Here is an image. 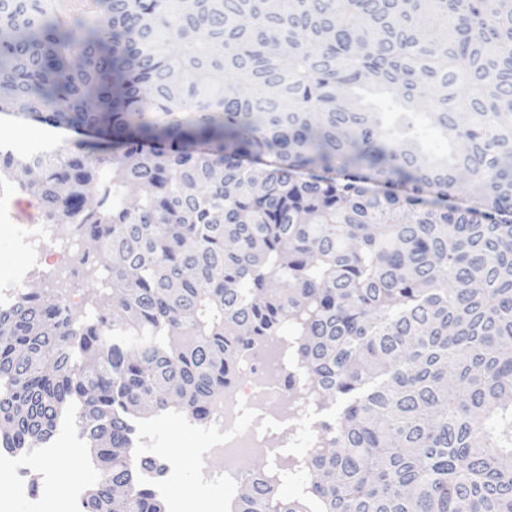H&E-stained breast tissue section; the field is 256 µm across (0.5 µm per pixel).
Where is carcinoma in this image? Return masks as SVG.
I'll list each match as a JSON object with an SVG mask.
<instances>
[{"label": "carcinoma", "mask_w": 512, "mask_h": 512, "mask_svg": "<svg viewBox=\"0 0 512 512\" xmlns=\"http://www.w3.org/2000/svg\"><path fill=\"white\" fill-rule=\"evenodd\" d=\"M0 112L77 135L0 175L112 286L0 308V440L77 407L83 512H165L132 418L208 420L285 325L332 427L242 512H512V0H0Z\"/></svg>", "instance_id": "carcinoma-1"}]
</instances>
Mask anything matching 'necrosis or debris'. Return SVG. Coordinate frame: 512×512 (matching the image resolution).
Instances as JSON below:
<instances>
[{
    "label": "necrosis or debris",
    "instance_id": "4bbe7bcc",
    "mask_svg": "<svg viewBox=\"0 0 512 512\" xmlns=\"http://www.w3.org/2000/svg\"><path fill=\"white\" fill-rule=\"evenodd\" d=\"M21 243L30 260L11 278L0 279V306L10 304L17 295L19 284L34 277L52 286L68 288L69 300H76L77 283L72 271L78 243L68 225L54 221L26 225ZM236 366V373L224 384L223 397L212 406L207 448L198 460L204 470L208 469L210 462L219 464L224 479L215 484L214 490L222 498L225 512H239L234 485L241 477L252 473L257 449H265L269 459L266 474L275 481L288 480L300 487L307 480L298 456L291 453L302 440L293 431L289 432L287 439H280L274 429L275 423L281 422L285 414L301 420L306 418L311 408L310 403L300 400L304 375L291 337L275 336L258 346L241 350ZM248 409L272 419L273 427L243 430L241 421ZM79 439L74 427L62 426L53 439L40 443L28 454L1 456L0 482L8 487L11 494H21L24 489L21 476L25 471L54 459L61 446L78 447ZM285 444L290 447L286 453L281 450Z\"/></svg>",
    "mask_w": 512,
    "mask_h": 512
}]
</instances>
